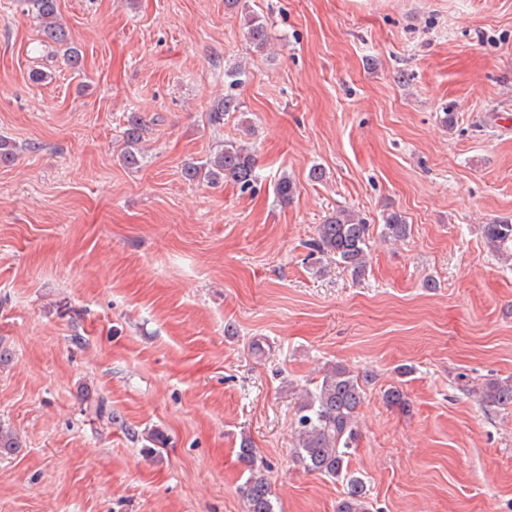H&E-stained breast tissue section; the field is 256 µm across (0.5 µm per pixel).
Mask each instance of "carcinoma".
<instances>
[{
    "label": "carcinoma",
    "instance_id": "carcinoma-1",
    "mask_svg": "<svg viewBox=\"0 0 512 512\" xmlns=\"http://www.w3.org/2000/svg\"><path fill=\"white\" fill-rule=\"evenodd\" d=\"M23 2L39 21L44 41L65 47L68 64L74 69L80 68L82 53L72 45L60 20L58 0ZM244 21L246 40L258 50L264 48L268 40L264 19L251 13ZM240 109L237 96L227 94L212 105L210 121L219 124L225 115ZM143 125L140 116L128 117L124 131L126 149L122 155L128 167H137L141 163L138 144ZM184 178L188 181L202 179L211 184L229 179L241 192H252L257 180L256 159L247 147L226 142L206 160L188 164L184 168ZM481 233L490 254L499 259L512 258V221L502 219L485 224ZM384 234L401 241L411 234V225L393 212L385 218ZM369 239L370 225L354 211L343 208L317 226L316 237L309 243V248L314 253L331 256L336 264L360 274L366 266ZM481 393L489 405L512 404V382H491L481 388ZM364 394L362 380L347 367L337 365L324 375L315 390L307 393L295 421L296 453L303 467L309 472L346 480L347 494L336 512H370V503L364 496V483L348 471L346 463L348 449L357 436L355 420ZM239 459L250 471L244 488L247 512H274L269 483L265 475L254 468L253 448L246 442L239 450Z\"/></svg>",
    "mask_w": 512,
    "mask_h": 512
}]
</instances>
